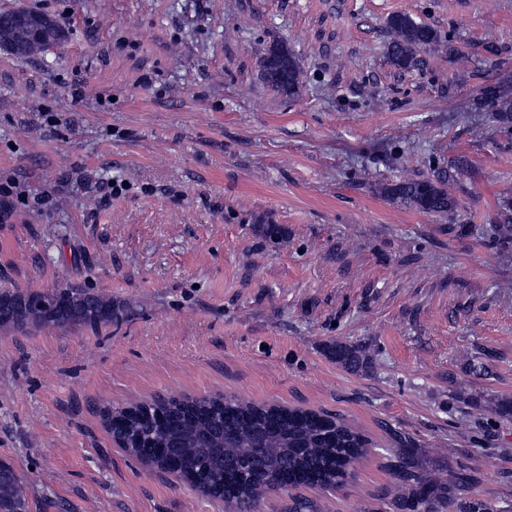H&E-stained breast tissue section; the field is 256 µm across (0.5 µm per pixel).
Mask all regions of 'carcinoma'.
Segmentation results:
<instances>
[{
    "instance_id": "1",
    "label": "carcinoma",
    "mask_w": 512,
    "mask_h": 512,
    "mask_svg": "<svg viewBox=\"0 0 512 512\" xmlns=\"http://www.w3.org/2000/svg\"><path fill=\"white\" fill-rule=\"evenodd\" d=\"M389 34L387 51L392 62L403 69L416 58L419 49L439 56L437 34L428 25L407 14H394L386 21ZM262 80L271 88L293 95L300 85V71L293 58L282 48L271 49L264 58ZM475 105L494 113V119L512 122V102L503 86L485 87ZM465 156L448 166V174L435 180H402L387 187V192L406 206L424 213L445 214L458 202L450 193L458 176L467 167ZM495 233L503 240L512 238V197L498 200L494 220ZM20 291L0 292V327L25 332L48 326L87 328L98 331L116 318L112 299L88 290L56 288L45 307L23 304ZM336 363L351 370L367 371L372 360L367 347L336 342L332 348ZM171 420L164 426L154 421L152 406L136 412L116 409L111 414L126 422L129 441L140 436L144 441L166 445L177 439L187 426L212 428V422L224 416L229 440L217 438L214 448L183 449L185 471L196 475L195 487L224 478V490H215L229 512H252L264 495L282 490V484L311 486L323 491L336 488L350 474L354 461L365 453L368 440L350 428L338 416L301 408L259 405L229 397L195 402L169 399L163 406ZM261 426H274L268 446L255 449L252 433ZM393 481L382 499L392 512H492L490 504L474 495L476 468L448 469L441 460H427L415 448H395L387 464ZM27 501L23 477L16 473L8 484L0 485V494Z\"/></svg>"
}]
</instances>
